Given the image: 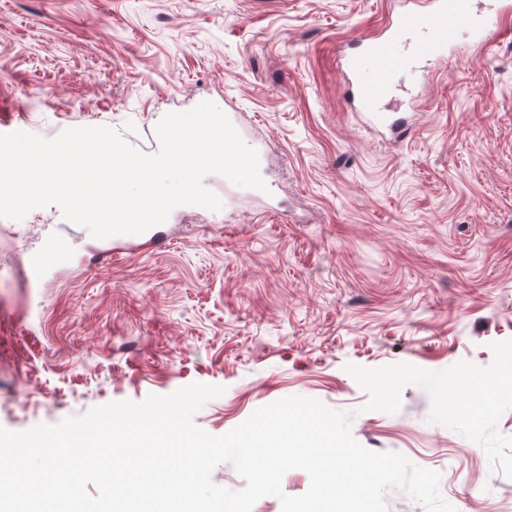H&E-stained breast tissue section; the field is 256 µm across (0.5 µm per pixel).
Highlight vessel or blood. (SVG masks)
Wrapping results in <instances>:
<instances>
[{
    "mask_svg": "<svg viewBox=\"0 0 512 512\" xmlns=\"http://www.w3.org/2000/svg\"><path fill=\"white\" fill-rule=\"evenodd\" d=\"M496 33L512 35V0H491L483 13L475 11L473 0H394L379 31L361 39L339 65L361 116L400 137L409 130L406 120L380 110L397 81L406 73H417L418 62L447 58L459 39L484 49ZM162 245V238L148 231L120 234L112 238L111 255L117 259Z\"/></svg>",
    "mask_w": 512,
    "mask_h": 512,
    "instance_id": "b4317fda",
    "label": "vessel or blood"
}]
</instances>
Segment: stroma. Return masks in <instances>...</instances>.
Here are the masks:
<instances>
[{
  "mask_svg": "<svg viewBox=\"0 0 512 512\" xmlns=\"http://www.w3.org/2000/svg\"><path fill=\"white\" fill-rule=\"evenodd\" d=\"M391 0H0V133L78 127L156 146L168 113L230 104L267 148L268 191L180 205L160 249L88 252L59 206L0 217V427L55 425L113 401L223 387L194 416L219 436L289 396L352 413L354 438L440 475L455 512H512L483 446L431 422L432 398L366 410L350 364L439 371L512 339V39L460 42L385 102L379 136L350 107L341 50ZM74 262L33 277L49 244Z\"/></svg>",
  "mask_w": 512,
  "mask_h": 512,
  "instance_id": "35a3bbf8",
  "label": "stroma"
}]
</instances>
